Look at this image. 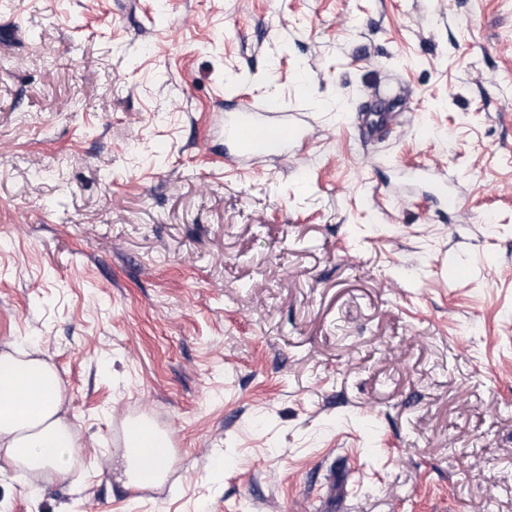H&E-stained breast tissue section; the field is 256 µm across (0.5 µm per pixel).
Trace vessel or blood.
Segmentation results:
<instances>
[{
	"label": "vessel or blood",
	"mask_w": 512,
	"mask_h": 512,
	"mask_svg": "<svg viewBox=\"0 0 512 512\" xmlns=\"http://www.w3.org/2000/svg\"><path fill=\"white\" fill-rule=\"evenodd\" d=\"M387 82L396 86V93L377 91L370 110L356 116L363 142L380 141L394 126L411 122L413 118L408 108V86L394 75ZM395 103L400 106L396 112L391 109ZM312 128L313 122L305 113L244 99L207 113L202 150L218 155L238 173H256L266 166L303 155L312 144ZM420 192L427 193L431 203L444 204L451 210L460 205V194L448 189L447 169L436 162L400 174L388 194L405 203Z\"/></svg>",
	"instance_id": "b4317fda"
}]
</instances>
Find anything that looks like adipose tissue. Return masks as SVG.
Instances as JSON below:
<instances>
[{"label": "adipose tissue", "mask_w": 512, "mask_h": 512, "mask_svg": "<svg viewBox=\"0 0 512 512\" xmlns=\"http://www.w3.org/2000/svg\"><path fill=\"white\" fill-rule=\"evenodd\" d=\"M65 398L54 365L18 346L0 352V469L26 471L35 487L72 479L81 443L63 414ZM173 465L168 433L146 419L122 448L95 461L135 489L163 482Z\"/></svg>", "instance_id": "adipose-tissue-1"}]
</instances>
